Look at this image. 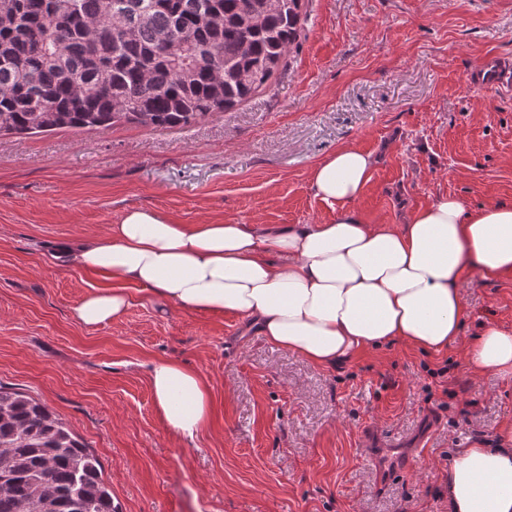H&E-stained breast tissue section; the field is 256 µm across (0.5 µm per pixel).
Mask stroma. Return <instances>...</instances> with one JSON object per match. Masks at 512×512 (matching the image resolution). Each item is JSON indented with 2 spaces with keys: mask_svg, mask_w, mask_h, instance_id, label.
I'll return each mask as SVG.
<instances>
[{
  "mask_svg": "<svg viewBox=\"0 0 512 512\" xmlns=\"http://www.w3.org/2000/svg\"><path fill=\"white\" fill-rule=\"evenodd\" d=\"M512 59V0H305L284 69L248 101L186 128L117 124L0 136V385L45 402L97 455L119 512H448L458 449L512 420V381L463 354L512 328V275L472 273L459 341L391 345L322 369L232 315L162 308L126 284V313L88 328L73 308L104 275L63 262L134 208L181 224H323L312 169L343 146L376 165L356 206L403 223L436 196L512 203V92L479 81ZM206 379L208 426L168 431L149 371ZM418 447L388 476L369 445Z\"/></svg>",
  "mask_w": 512,
  "mask_h": 512,
  "instance_id": "1",
  "label": "stroma"
}]
</instances>
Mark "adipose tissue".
<instances>
[{"instance_id": "adipose-tissue-1", "label": "adipose tissue", "mask_w": 512, "mask_h": 512, "mask_svg": "<svg viewBox=\"0 0 512 512\" xmlns=\"http://www.w3.org/2000/svg\"><path fill=\"white\" fill-rule=\"evenodd\" d=\"M374 157L336 150L316 165V195L336 211L324 224H178L145 208L129 210L104 241L63 245L64 259L111 279L91 289L75 319L95 328L129 306L133 282L160 305L233 315L273 345L309 363L337 364L391 344L431 353L460 338L464 278L512 275V204L470 209L443 195L402 224H371L354 203ZM473 372L512 380V330L484 325L465 352ZM164 426L192 439L208 424L204 377L164 359L149 374ZM448 512H512V420L494 444L461 449L446 475Z\"/></svg>"}]
</instances>
